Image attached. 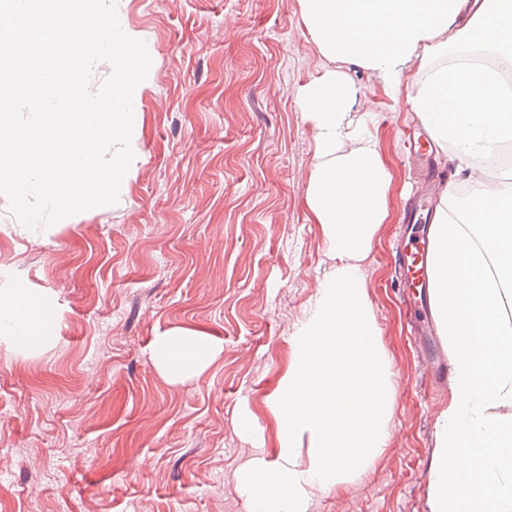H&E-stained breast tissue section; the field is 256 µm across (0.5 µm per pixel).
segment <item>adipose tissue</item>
<instances>
[{"label":"adipose tissue","mask_w":512,"mask_h":512,"mask_svg":"<svg viewBox=\"0 0 512 512\" xmlns=\"http://www.w3.org/2000/svg\"><path fill=\"white\" fill-rule=\"evenodd\" d=\"M303 27L328 60L370 73L398 93L427 58L482 44L512 60V0H299ZM348 74L325 69L297 90L315 141L306 204L335 268L319 285L292 341L295 362L273 407L274 459L239 477L253 512H308L312 500L365 473L384 448L396 394L368 302L362 260L391 220L394 176L354 114L364 96ZM412 108L459 176L470 158L512 140V87L478 66L435 68ZM430 290L451 359L447 408L435 420L429 512H512V193L458 201L445 188L435 209ZM212 337H157L152 358L167 378H199L219 355Z\"/></svg>","instance_id":"ef3b65f1"}]
</instances>
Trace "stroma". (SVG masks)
I'll list each match as a JSON object with an SVG mask.
<instances>
[{
	"mask_svg": "<svg viewBox=\"0 0 512 512\" xmlns=\"http://www.w3.org/2000/svg\"><path fill=\"white\" fill-rule=\"evenodd\" d=\"M151 46L136 173L116 204L30 229L0 195V300L38 298L44 343L0 337V512H250L238 474L274 458L270 401L290 338L332 261L306 191L314 155L297 88L330 67L302 34L298 0H116ZM356 106L393 175L392 219L364 260L396 407L371 470L309 512H429L431 385L395 278L405 207L422 176L404 147L419 129L409 69L399 95L353 65ZM181 329L222 351L173 382L151 359ZM250 416L253 430L237 422Z\"/></svg>",
	"mask_w": 512,
	"mask_h": 512,
	"instance_id": "obj_1",
	"label": "stroma"
}]
</instances>
